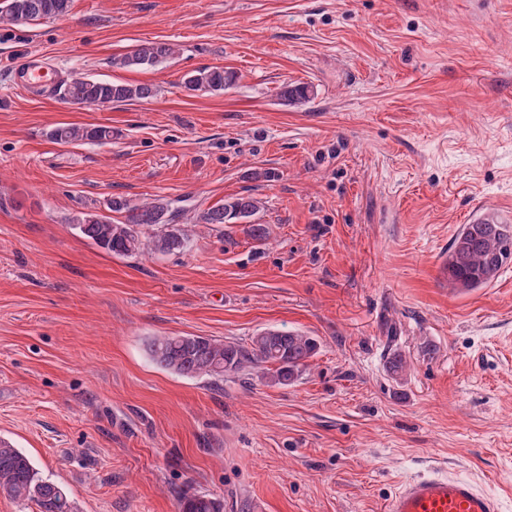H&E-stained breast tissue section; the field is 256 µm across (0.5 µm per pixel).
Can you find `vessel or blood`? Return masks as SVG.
<instances>
[{
  "label": "vessel or blood",
  "mask_w": 512,
  "mask_h": 512,
  "mask_svg": "<svg viewBox=\"0 0 512 512\" xmlns=\"http://www.w3.org/2000/svg\"><path fill=\"white\" fill-rule=\"evenodd\" d=\"M12 80L27 90L39 91L54 86L59 73L31 52L14 67ZM384 512H500V509L496 499L473 482L433 468L399 486L386 501Z\"/></svg>",
  "instance_id": "vessel-or-blood-1"
}]
</instances>
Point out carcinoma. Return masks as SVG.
I'll return each instance as SVG.
<instances>
[{
	"label": "carcinoma",
	"mask_w": 512,
	"mask_h": 512,
	"mask_svg": "<svg viewBox=\"0 0 512 512\" xmlns=\"http://www.w3.org/2000/svg\"><path fill=\"white\" fill-rule=\"evenodd\" d=\"M0 11V23L31 22L66 14L70 0H5ZM174 54V48L164 42H148L130 53L113 59L119 67L154 66ZM233 71L221 66L207 67L183 79L189 91H222L236 82ZM55 93L66 102L80 108L106 109L114 104L144 100L153 90L146 84H127L108 80L78 77L62 83ZM56 142L90 141L106 144L112 141V128L106 126L78 127L63 125L50 132ZM108 209L125 213L120 224L102 214L82 212L72 219L79 233L97 247L116 256H132L148 245L159 254L184 248L192 224H249L248 233L255 240L265 237L261 224L250 223L258 210V201L251 196H237L224 204L196 213L181 225L179 219L186 209L176 201L158 198L141 205H130L121 198L108 201ZM162 225L166 230L142 242L139 228ZM489 232L487 224H464L448 246V257L442 272L448 285L462 292L484 288L494 281L500 270L512 262V224L495 225ZM463 250H457L460 240ZM318 350V342L302 332L268 329L250 339L247 344L222 341L203 336H153L146 342L150 359L161 368L185 377H208L215 381L224 376L251 370H266L278 385L294 383L309 366ZM407 361L398 349H389L385 367L393 380L401 379ZM0 497L18 503H33L38 512H78L73 500L59 485L42 478L31 458L12 440L0 436ZM179 512H223L221 500L206 494L183 491L177 498Z\"/></svg>",
	"instance_id": "1"
}]
</instances>
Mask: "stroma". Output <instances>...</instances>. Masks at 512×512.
<instances>
[{
  "mask_svg": "<svg viewBox=\"0 0 512 512\" xmlns=\"http://www.w3.org/2000/svg\"><path fill=\"white\" fill-rule=\"evenodd\" d=\"M147 42L177 52L113 66ZM29 52L155 94L26 92L10 73ZM207 66L235 84L186 91ZM298 84L309 101L281 97ZM63 124L114 137L61 144ZM247 194L264 240L195 224L182 251L121 257L71 222L115 197L194 214ZM480 207L512 217V0H72L0 23V435L79 512H178L181 490L383 512L432 466L512 512V263L469 292L440 272ZM267 329L319 342L291 385L179 376L145 348Z\"/></svg>",
  "mask_w": 512,
  "mask_h": 512,
  "instance_id": "1",
  "label": "stroma"
}]
</instances>
